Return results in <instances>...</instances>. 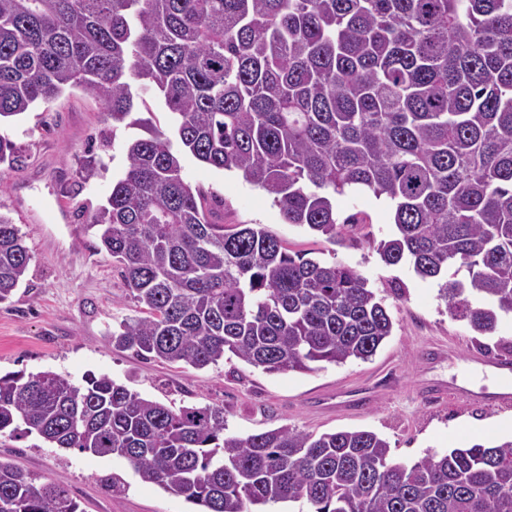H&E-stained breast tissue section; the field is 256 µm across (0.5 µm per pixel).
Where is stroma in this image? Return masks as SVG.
Returning a JSON list of instances; mask_svg holds the SVG:
<instances>
[{
  "label": "stroma",
  "mask_w": 512,
  "mask_h": 512,
  "mask_svg": "<svg viewBox=\"0 0 512 512\" xmlns=\"http://www.w3.org/2000/svg\"><path fill=\"white\" fill-rule=\"evenodd\" d=\"M137 125L113 124L95 95L74 88L48 105L0 123V135L20 149V165H0V213L17 225L29 249L25 281L0 302V375L51 371L78 383L108 375L141 397L173 408L223 407L230 431L247 436L282 425L320 435L369 430L388 441L394 461L412 464L478 442L512 438V405L457 401L451 387L491 392L481 355L512 357V314L493 334L480 335L448 313L436 281L409 264L385 265L372 244L392 235L388 204L352 192L336 199L339 217H355L342 242L285 223L263 191L241 173L209 167L182 154L185 180L224 203L228 224L260 227L283 240L289 253L340 262L368 279L393 320V330L369 360L320 362L305 372L268 373L232 354L196 369L143 359L113 346L111 334L140 307L122 286L120 269L104 250L89 215L107 198L126 166V148L145 137L140 120L169 130L171 116L155 93L143 95ZM100 170L82 181L86 160ZM61 199L67 224H36L28 213ZM0 460L40 477L63 481L82 512H195L183 496L143 483L120 456L97 457L53 447L37 435L0 436ZM119 476L122 493L106 480Z\"/></svg>",
  "instance_id": "stroma-1"
}]
</instances>
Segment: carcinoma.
Wrapping results in <instances>:
<instances>
[{"mask_svg":"<svg viewBox=\"0 0 512 512\" xmlns=\"http://www.w3.org/2000/svg\"><path fill=\"white\" fill-rule=\"evenodd\" d=\"M161 95L181 149L336 242V197L386 200L389 265L444 282L479 333L512 313V0H0V119L71 88L123 123L134 86ZM92 217L143 315L112 344L196 369L231 353L269 373L371 358L393 322L368 280L224 224L154 127ZM24 236L0 214V302L25 278ZM125 458L202 512H512V440L411 465L368 430L248 435L224 408L173 409L106 375L0 376V435ZM0 512H82L65 485L0 461Z\"/></svg>","mask_w":512,"mask_h":512,"instance_id":"obj_1","label":"carcinoma"}]
</instances>
